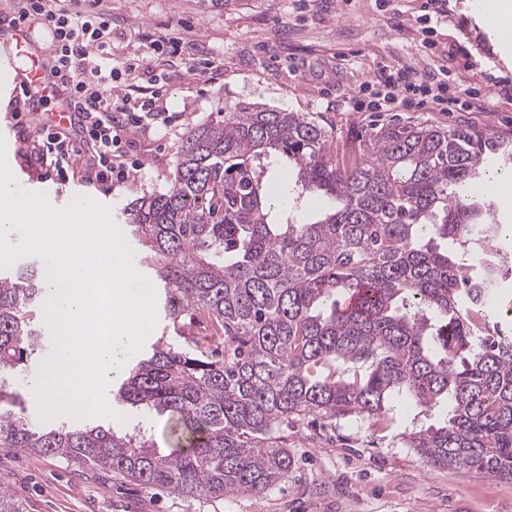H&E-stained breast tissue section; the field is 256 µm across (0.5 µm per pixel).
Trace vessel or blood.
I'll list each match as a JSON object with an SVG mask.
<instances>
[{"label":"vessel or blood","instance_id":"obj_1","mask_svg":"<svg viewBox=\"0 0 512 512\" xmlns=\"http://www.w3.org/2000/svg\"><path fill=\"white\" fill-rule=\"evenodd\" d=\"M30 30V25L16 18L11 19L9 24L0 25V72L17 73L20 81L16 90L27 98H34V90L38 87L59 98H68L70 87L53 63L43 61L33 51ZM82 121L80 110L71 107L47 113L42 123L47 128L55 129L77 127Z\"/></svg>","mask_w":512,"mask_h":512}]
</instances>
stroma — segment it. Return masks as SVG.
<instances>
[{
  "mask_svg": "<svg viewBox=\"0 0 512 512\" xmlns=\"http://www.w3.org/2000/svg\"><path fill=\"white\" fill-rule=\"evenodd\" d=\"M426 0H232L207 9L200 0H102L112 12V50L117 59L140 57L143 30L194 43L210 59L204 75L187 73L181 58L157 60L135 91L116 82L129 99L157 95L158 122L128 132L129 160L141 168L113 188L93 187L75 165L68 182L47 178L33 153L38 118H16L14 98L0 87V132L15 128L21 139L16 165L36 191L65 206L77 195L110 208L117 225L141 197L164 192L178 148L193 126L245 103L287 112L312 113L333 132L332 150L351 155L375 126L429 120L445 127L468 124L496 135H512V100L488 90L483 112H436L415 107L395 112H359L348 96L380 69L443 72L449 82L478 86L479 71L461 57L428 53L421 16ZM485 21L472 0H455L437 39L449 43L469 32L473 57L488 43ZM437 412L410 403L396 430L380 432L374 419L355 415L335 424L282 427L284 446L295 458L288 478L260 496L221 501L185 498L139 486L64 460L16 448H0V483L23 501L26 512H512V481L473 469L432 468L399 433L435 423Z\"/></svg>",
  "mask_w": 512,
  "mask_h": 512,
  "instance_id": "stroma-1",
  "label": "stroma"
}]
</instances>
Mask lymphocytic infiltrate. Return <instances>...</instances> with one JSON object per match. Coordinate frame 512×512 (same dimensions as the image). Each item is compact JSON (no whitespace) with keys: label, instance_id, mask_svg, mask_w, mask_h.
Returning <instances> with one entry per match:
<instances>
[{"label":"lymphocytic infiltrate","instance_id":"1","mask_svg":"<svg viewBox=\"0 0 512 512\" xmlns=\"http://www.w3.org/2000/svg\"><path fill=\"white\" fill-rule=\"evenodd\" d=\"M25 19L46 25L56 45L54 60L71 88L73 104L84 116L82 142L92 159L85 180L92 186L126 182L137 165L126 162L121 134L142 127L158 113L155 98L130 109L113 100L112 82L119 76L130 81L148 71L142 61L114 62L112 58V13L100 0H25ZM372 90H358L350 98L357 110H393L410 104L427 105L445 112H470L483 108L485 95L479 88L458 89L436 74L415 70H380ZM75 150L69 141L44 131L38 155L47 163L48 174L68 177Z\"/></svg>","mask_w":512,"mask_h":512}]
</instances>
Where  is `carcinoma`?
<instances>
[{"label": "carcinoma", "instance_id": "cac0c4a2", "mask_svg": "<svg viewBox=\"0 0 512 512\" xmlns=\"http://www.w3.org/2000/svg\"><path fill=\"white\" fill-rule=\"evenodd\" d=\"M332 131L302 112L245 104L190 128L168 189L127 208L175 336L133 360L122 400L168 415L171 449L103 426L40 427L0 385V447L102 471L145 489L219 501L260 495L288 477V419L353 413L389 420L413 400L443 418L402 438L432 467L512 480V336L490 326L500 283V220L471 188L512 169V138L469 125L386 123L338 161ZM288 160L285 208L271 159ZM363 293L358 306L342 299ZM36 261L0 271V375L25 370L42 329ZM203 316L224 351L182 335ZM0 512H24L0 486Z\"/></svg>", "mask_w": 512, "mask_h": 512}]
</instances>
